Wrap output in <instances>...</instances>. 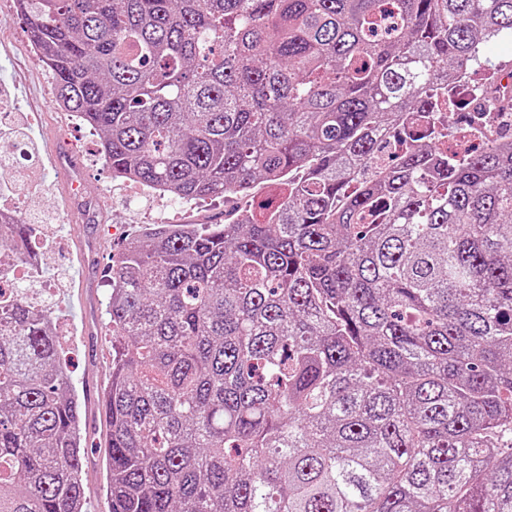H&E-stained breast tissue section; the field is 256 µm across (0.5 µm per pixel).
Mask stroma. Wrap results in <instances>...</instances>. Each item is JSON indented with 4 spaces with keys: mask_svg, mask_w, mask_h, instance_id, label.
<instances>
[{
    "mask_svg": "<svg viewBox=\"0 0 512 512\" xmlns=\"http://www.w3.org/2000/svg\"><path fill=\"white\" fill-rule=\"evenodd\" d=\"M9 88L17 116L29 119L37 180L31 197H0V209L24 219L49 215L42 269L67 373L81 403L85 512H106V427L97 400L112 360L106 306L113 259L150 224H228L246 201L225 197L176 205L148 189L114 179L97 159L98 135L57 110L54 81L29 41L12 0H0V88ZM75 192H65L68 182Z\"/></svg>",
    "mask_w": 512,
    "mask_h": 512,
    "instance_id": "obj_1",
    "label": "stroma"
}]
</instances>
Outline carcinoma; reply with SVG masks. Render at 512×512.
<instances>
[{
    "label": "carcinoma",
    "instance_id": "carcinoma-1",
    "mask_svg": "<svg viewBox=\"0 0 512 512\" xmlns=\"http://www.w3.org/2000/svg\"><path fill=\"white\" fill-rule=\"evenodd\" d=\"M19 2L112 177L274 190L115 258L112 512H512V141L458 157L439 109L466 69L512 107V0ZM52 322L0 287V512L84 504ZM483 56L494 62L512 64V41L508 39L492 40L482 45Z\"/></svg>",
    "mask_w": 512,
    "mask_h": 512
}]
</instances>
